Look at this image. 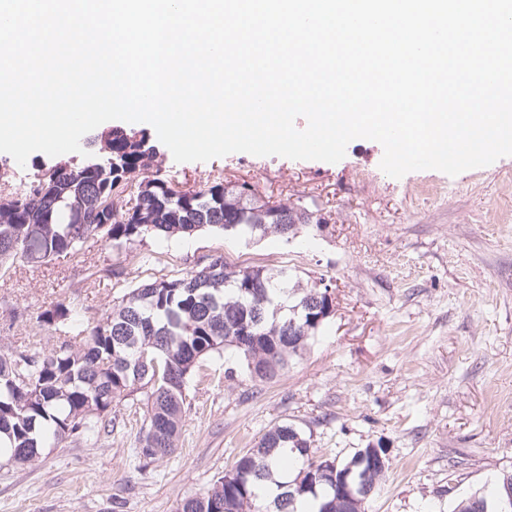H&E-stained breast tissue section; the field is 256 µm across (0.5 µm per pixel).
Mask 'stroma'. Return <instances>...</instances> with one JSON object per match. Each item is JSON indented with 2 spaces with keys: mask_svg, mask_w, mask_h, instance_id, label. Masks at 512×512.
Returning <instances> with one entry per match:
<instances>
[{
  "mask_svg": "<svg viewBox=\"0 0 512 512\" xmlns=\"http://www.w3.org/2000/svg\"><path fill=\"white\" fill-rule=\"evenodd\" d=\"M382 157L368 139L334 164L247 153L178 163L162 145L150 168L175 189L202 188L220 167L225 181L319 212L322 230L288 240L203 228L119 248L92 236L78 257L1 268L5 349L55 347L37 317L56 302L92 323L130 289L186 276L215 255L324 281L334 310L275 382L252 380L228 352L204 361L175 448L151 463L136 454L140 392L113 403L105 429L31 463L1 461L0 512H176L282 423L345 460L387 448L365 512H453L512 470V156L454 177L399 179L381 170Z\"/></svg>",
  "mask_w": 512,
  "mask_h": 512,
  "instance_id": "stroma-1",
  "label": "stroma"
}]
</instances>
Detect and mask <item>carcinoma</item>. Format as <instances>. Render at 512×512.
<instances>
[{"instance_id": "obj_1", "label": "carcinoma", "mask_w": 512, "mask_h": 512, "mask_svg": "<svg viewBox=\"0 0 512 512\" xmlns=\"http://www.w3.org/2000/svg\"><path fill=\"white\" fill-rule=\"evenodd\" d=\"M97 151L79 163L58 161L22 194L0 196V268L19 258L76 255L89 236L120 246L148 236L191 234L205 226H237L241 235H296L321 229L309 209L259 202L251 186L215 180L181 191L145 175L157 156L146 128L111 127L96 133ZM138 191L120 197L129 184ZM328 287L302 288L284 270L234 269L219 255L186 276L143 284L126 293L106 317L77 329L72 309L58 302L38 315L41 326L65 333L49 351L0 352V437L21 464L72 434L106 424L112 403L149 387L140 458L170 452L185 413L186 389L198 364L229 351L259 382H272L301 354L330 317ZM302 458L297 477L272 497L261 487L285 458ZM350 461L318 455L311 440L284 423L270 428L207 490L184 499L181 512H352L341 496ZM371 495L383 471L361 466ZM512 472L497 475L491 497L475 493L453 512H512Z\"/></svg>"}]
</instances>
